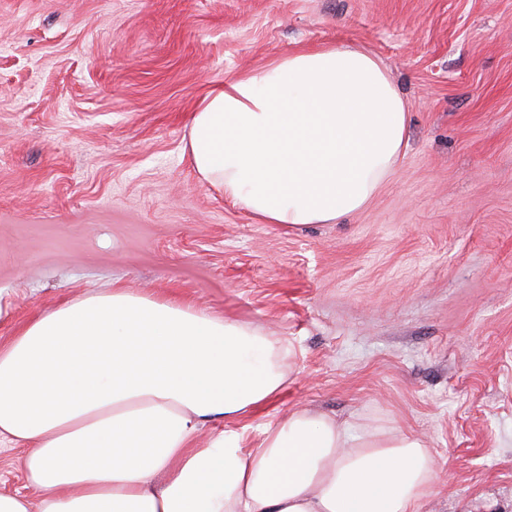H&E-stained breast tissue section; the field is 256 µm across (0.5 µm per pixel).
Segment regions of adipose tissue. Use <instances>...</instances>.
Instances as JSON below:
<instances>
[{"label": "adipose tissue", "mask_w": 512, "mask_h": 512, "mask_svg": "<svg viewBox=\"0 0 512 512\" xmlns=\"http://www.w3.org/2000/svg\"><path fill=\"white\" fill-rule=\"evenodd\" d=\"M407 125L376 57L325 45L209 91L184 151L260 223L331 224L392 173ZM292 354L260 326L122 289L35 318L0 346V441L25 448L38 499L0 494V512H417L435 477L417 436L303 407L247 444L239 423L280 395Z\"/></svg>", "instance_id": "adipose-tissue-1"}]
</instances>
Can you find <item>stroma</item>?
<instances>
[{"mask_svg": "<svg viewBox=\"0 0 512 512\" xmlns=\"http://www.w3.org/2000/svg\"><path fill=\"white\" fill-rule=\"evenodd\" d=\"M365 49L408 146L333 224H261L183 153L211 88ZM265 326L299 408L427 439L419 512H512V0H0V345L103 288Z\"/></svg>", "mask_w": 512, "mask_h": 512, "instance_id": "obj_1", "label": "stroma"}]
</instances>
